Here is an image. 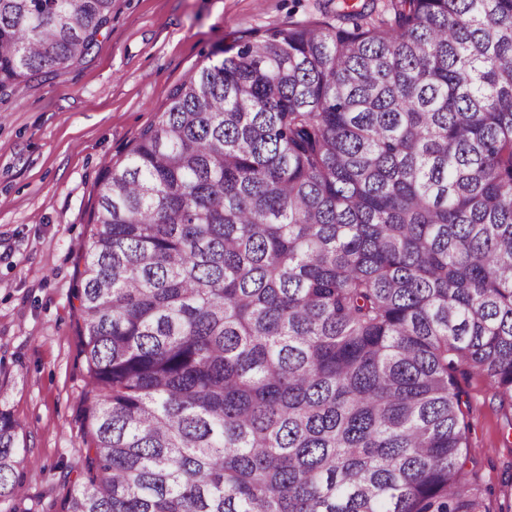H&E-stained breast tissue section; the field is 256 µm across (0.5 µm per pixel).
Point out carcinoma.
Returning <instances> with one entry per match:
<instances>
[{
  "label": "carcinoma",
  "instance_id": "carcinoma-1",
  "mask_svg": "<svg viewBox=\"0 0 512 512\" xmlns=\"http://www.w3.org/2000/svg\"><path fill=\"white\" fill-rule=\"evenodd\" d=\"M390 2L224 46L99 179L61 512H512L461 386L512 410V0ZM113 3L0 0V89Z\"/></svg>",
  "mask_w": 512,
  "mask_h": 512
}]
</instances>
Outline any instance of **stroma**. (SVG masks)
<instances>
[{"label":"stroma","mask_w":512,"mask_h":512,"mask_svg":"<svg viewBox=\"0 0 512 512\" xmlns=\"http://www.w3.org/2000/svg\"><path fill=\"white\" fill-rule=\"evenodd\" d=\"M336 0H115L93 53L0 90V409L20 421L16 488L28 512H60L89 434L76 417L89 380L74 297L96 182L217 48L255 31L332 19ZM469 451L501 485L512 446L481 379L466 384Z\"/></svg>","instance_id":"1"}]
</instances>
